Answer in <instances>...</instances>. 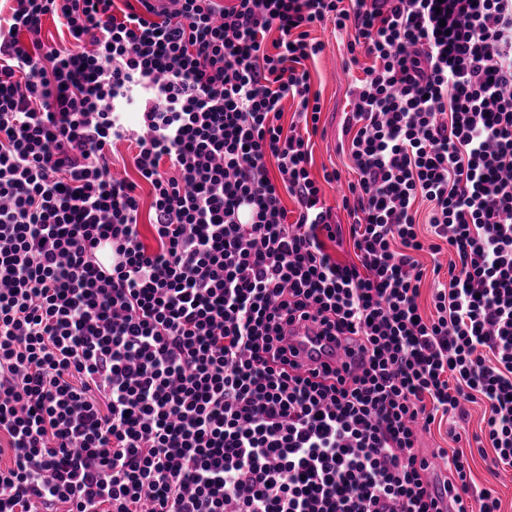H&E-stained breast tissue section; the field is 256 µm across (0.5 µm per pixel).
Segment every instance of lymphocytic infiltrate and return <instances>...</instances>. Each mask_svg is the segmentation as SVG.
<instances>
[{
    "label": "lymphocytic infiltrate",
    "instance_id": "obj_1",
    "mask_svg": "<svg viewBox=\"0 0 512 512\" xmlns=\"http://www.w3.org/2000/svg\"><path fill=\"white\" fill-rule=\"evenodd\" d=\"M115 9L0 16V512H500L421 438L441 420L461 442L479 403L477 450L512 468V0ZM47 16L69 44L42 42ZM327 22L373 61L344 118L346 233L281 124L287 99L319 121ZM122 141L138 180L111 173ZM347 236L352 263L327 250ZM444 247L426 314L415 255ZM299 320L356 369L299 372Z\"/></svg>",
    "mask_w": 512,
    "mask_h": 512
}]
</instances>
